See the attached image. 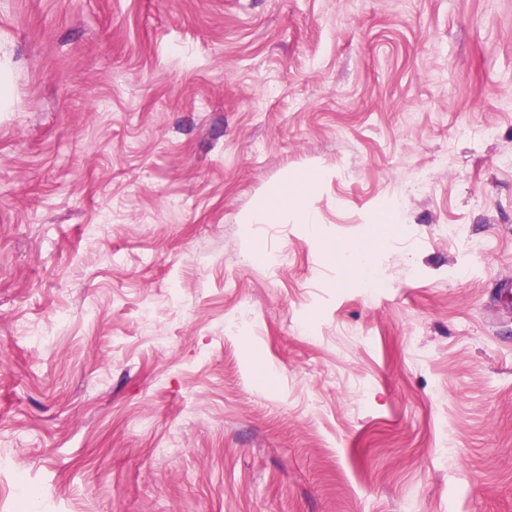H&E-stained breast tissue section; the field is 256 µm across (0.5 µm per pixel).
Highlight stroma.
I'll return each instance as SVG.
<instances>
[{"label": "stroma", "mask_w": 512, "mask_h": 512, "mask_svg": "<svg viewBox=\"0 0 512 512\" xmlns=\"http://www.w3.org/2000/svg\"><path fill=\"white\" fill-rule=\"evenodd\" d=\"M0 84V512H512V0H0ZM319 175L301 180L298 175L287 176L282 182L273 186L257 206L243 217L246 224H269L281 213L293 209L301 224H315L312 211L303 205ZM339 260L357 276L360 282L369 287L374 280L371 254L359 244L349 242L336 249Z\"/></svg>", "instance_id": "35a3bbf8"}]
</instances>
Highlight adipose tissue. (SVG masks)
<instances>
[{"mask_svg": "<svg viewBox=\"0 0 512 512\" xmlns=\"http://www.w3.org/2000/svg\"><path fill=\"white\" fill-rule=\"evenodd\" d=\"M313 185L314 182L310 179L303 180L296 175L286 177L273 186L257 206L244 216V223L268 224L276 220L281 213L289 210L295 212L300 223H314L313 212L303 205V200Z\"/></svg>", "mask_w": 512, "mask_h": 512, "instance_id": "ef3b65f1", "label": "adipose tissue"}]
</instances>
